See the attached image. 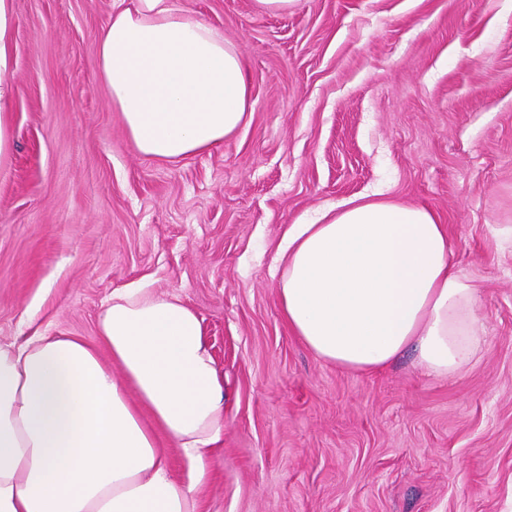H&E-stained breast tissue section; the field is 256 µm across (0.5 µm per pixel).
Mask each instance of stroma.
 Segmentation results:
<instances>
[{
	"label": "stroma",
	"instance_id": "1",
	"mask_svg": "<svg viewBox=\"0 0 512 512\" xmlns=\"http://www.w3.org/2000/svg\"><path fill=\"white\" fill-rule=\"evenodd\" d=\"M241 51L250 122L176 163L137 153L97 78L112 0H15L0 170V343L97 338L113 291L198 315L224 443L196 512H512V0H174ZM383 189L447 224L486 342L458 378L317 360L275 255L319 207Z\"/></svg>",
	"mask_w": 512,
	"mask_h": 512
}]
</instances>
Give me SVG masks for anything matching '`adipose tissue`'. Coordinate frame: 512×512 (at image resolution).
Returning a JSON list of instances; mask_svg holds the SVG:
<instances>
[{"label": "adipose tissue", "instance_id": "adipose-tissue-1", "mask_svg": "<svg viewBox=\"0 0 512 512\" xmlns=\"http://www.w3.org/2000/svg\"><path fill=\"white\" fill-rule=\"evenodd\" d=\"M14 35L15 0H0V166L13 150ZM96 52L108 103L142 155L209 151L251 115L237 47L173 0H112ZM277 260L285 324L322 362L375 373L410 350L445 381L482 348L479 288L426 206L343 201L291 225ZM223 436L224 384L200 319L178 297L113 292L93 345L45 334L0 344V512H196ZM165 443L188 465L184 482Z\"/></svg>", "mask_w": 512, "mask_h": 512}]
</instances>
